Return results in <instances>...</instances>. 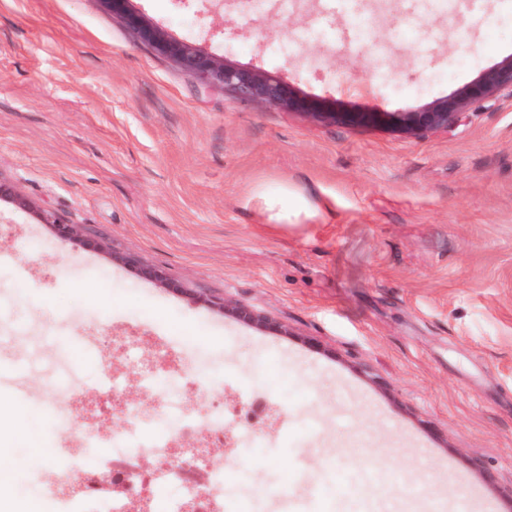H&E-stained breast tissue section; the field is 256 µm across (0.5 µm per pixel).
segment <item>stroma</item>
<instances>
[{
  "mask_svg": "<svg viewBox=\"0 0 512 512\" xmlns=\"http://www.w3.org/2000/svg\"><path fill=\"white\" fill-rule=\"evenodd\" d=\"M357 0L363 50L321 36L316 0L242 13L229 0H132L170 36L285 76L351 112H410L512 56V0ZM0 179L105 239H57L0 200V448L22 467L0 501L26 512L79 495L15 435L83 460L70 428L109 439L103 380L151 403L141 366L179 378L184 413L269 395L264 447L224 512L256 488L299 486L305 512H342L368 472V512H512V91L421 138L247 101L143 41L102 0H0ZM288 185L319 213L269 224L252 190ZM162 267L176 289L113 254ZM230 297L263 331L194 303ZM481 458V477L470 458ZM194 299L197 302H202L209 306L218 307L220 310L224 311L225 315H229L237 321L257 329L272 330L280 333H286L287 331L285 326L281 325L279 322L274 321L267 315H264L252 307L238 301L224 298L223 302H217L201 294L195 295ZM24 442L29 447L28 463L36 464L46 461L51 454V448L42 440L40 433L26 430L21 434Z\"/></svg>",
  "mask_w": 512,
  "mask_h": 512,
  "instance_id": "obj_1",
  "label": "stroma"
}]
</instances>
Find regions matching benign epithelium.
<instances>
[{"label":"benign epithelium","instance_id":"benign-epithelium-1","mask_svg":"<svg viewBox=\"0 0 512 512\" xmlns=\"http://www.w3.org/2000/svg\"><path fill=\"white\" fill-rule=\"evenodd\" d=\"M102 2L112 14L122 18L143 40L194 73L201 83L220 84L240 98L260 100L272 107L300 113L312 119L357 125H380L406 135L419 137L448 129V126L459 121L461 115L470 110L473 105L491 100L504 88H512V57L510 56L486 70L476 81L454 96L425 104L412 112H338L324 101L302 95L283 76L259 69L240 67L224 58H215L190 43L169 36L158 27L146 23L141 15L131 11L130 0H102ZM0 198L10 200L17 208L24 211L34 209L29 199L17 194L9 182L1 179ZM38 217L40 223L51 226L55 236L62 241L81 240L92 250H106V244L102 239L88 236L79 224L62 222L45 210L38 212ZM113 259L134 267L139 276L145 280L180 289V285L171 281L159 266L142 264L128 256L115 255ZM194 299L217 307L224 311V314L257 329L288 334V330L279 322L238 301L226 299L217 302L201 294L194 296Z\"/></svg>","mask_w":512,"mask_h":512}]
</instances>
